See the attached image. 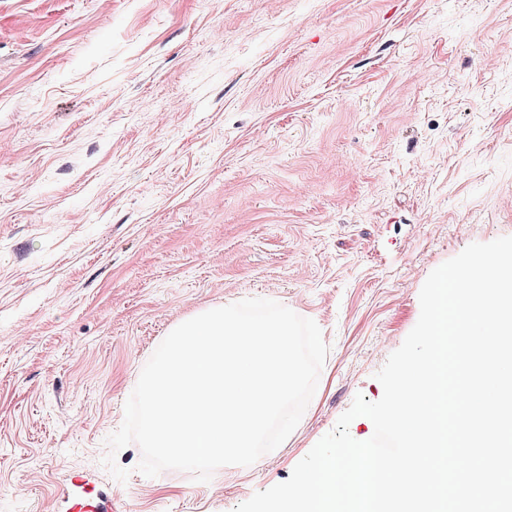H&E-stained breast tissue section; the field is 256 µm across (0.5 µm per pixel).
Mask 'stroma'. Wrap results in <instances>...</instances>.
<instances>
[{"mask_svg":"<svg viewBox=\"0 0 512 512\" xmlns=\"http://www.w3.org/2000/svg\"><path fill=\"white\" fill-rule=\"evenodd\" d=\"M503 236L512 0H0V512H233ZM252 297L330 348L288 439L229 486L86 465L168 331Z\"/></svg>","mask_w":512,"mask_h":512,"instance_id":"obj_1","label":"stroma"}]
</instances>
